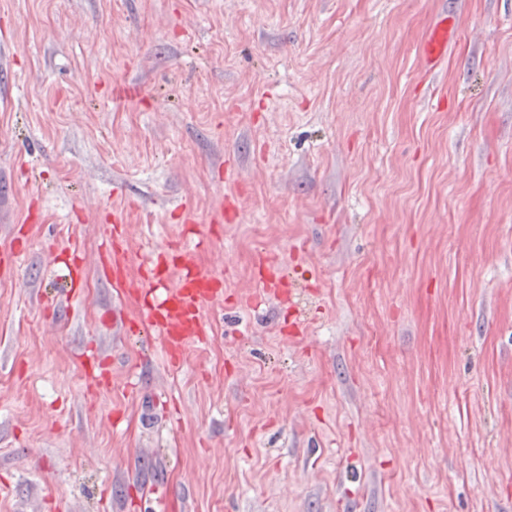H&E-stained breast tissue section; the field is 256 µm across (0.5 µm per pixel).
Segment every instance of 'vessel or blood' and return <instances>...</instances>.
<instances>
[{"label":"vessel or blood","mask_w":512,"mask_h":512,"mask_svg":"<svg viewBox=\"0 0 512 512\" xmlns=\"http://www.w3.org/2000/svg\"><path fill=\"white\" fill-rule=\"evenodd\" d=\"M458 34L454 20L440 16L419 47L421 68H437L447 58L448 48ZM209 244V237L199 232L170 242L135 264L128 252L124 225L112 224L102 238L98 256L102 276L122 302L137 307L135 318H122L123 333L158 338L174 369L180 367L189 348L206 341L204 307L224 297L222 278L200 267L193 258L195 251L206 249ZM24 250L23 240L17 238L9 248H0V275L11 279L17 276ZM83 358L87 385L106 386V369L97 352L86 350Z\"/></svg>","instance_id":"obj_1"}]
</instances>
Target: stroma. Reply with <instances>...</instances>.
<instances>
[{
	"instance_id": "1",
	"label": "stroma",
	"mask_w": 512,
	"mask_h": 512,
	"mask_svg": "<svg viewBox=\"0 0 512 512\" xmlns=\"http://www.w3.org/2000/svg\"><path fill=\"white\" fill-rule=\"evenodd\" d=\"M185 205L224 303L173 371L114 334L97 259L114 218L137 262ZM24 224L0 512H512V0H0V246ZM458 34L455 19L448 20V14L440 16L429 27L419 47L420 67L427 71L437 68L448 57V47L457 40ZM68 253L69 262L65 264L67 273L64 275V285L65 288H69V291L75 295L83 272V261L82 255L76 246L69 249ZM83 358L86 362V385L92 388L106 386L109 379L98 353L93 349H88L83 353Z\"/></svg>"
}]
</instances>
